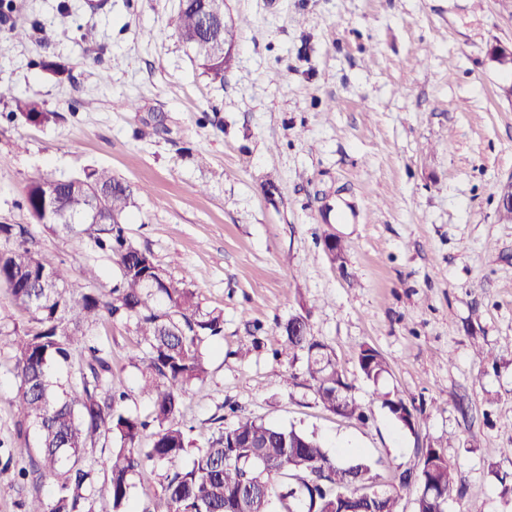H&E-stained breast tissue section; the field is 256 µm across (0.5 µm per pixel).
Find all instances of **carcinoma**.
I'll use <instances>...</instances> for the list:
<instances>
[{
	"instance_id": "cac0c4a2",
	"label": "carcinoma",
	"mask_w": 512,
	"mask_h": 512,
	"mask_svg": "<svg viewBox=\"0 0 512 512\" xmlns=\"http://www.w3.org/2000/svg\"><path fill=\"white\" fill-rule=\"evenodd\" d=\"M225 0H179L169 26L190 42L193 59L216 78H224V42L234 43L237 30L200 32V16L219 14ZM14 102L16 111L33 121L50 113L28 99L14 96L0 83V100ZM47 178L30 182L25 202L36 224L53 232L76 233V226L100 216L105 227L90 237L119 271L106 296L92 288L98 274L85 272L74 280L56 259L42 250L27 224H0V285L29 314V326L17 329L0 344L14 353L18 380V432L34 428L39 454L21 479L58 477L50 500L35 498L24 512H93L88 491L96 481L81 455L97 445L110 446L106 493L112 512H135L130 504L131 477L145 462L168 466L162 485V512H404L402 500L413 497L414 512H446L458 494L454 466L438 441L417 449V462L385 482L375 463L356 453L342 463L313 433L294 426L265 422L248 415L219 426L205 446L190 449L178 420L183 397L207 377L203 345L223 335V311L202 309L195 293L169 281L148 288L156 278L151 254L137 248L127 235L123 217L133 205V190L112 173L88 168L82 174L56 179L55 197L46 196ZM53 283L42 286L43 270ZM130 324L144 356L140 392L152 410L146 417L127 411V393L112 385V354L86 327L100 321ZM288 356L306 358V381L323 408L344 418L361 420L365 412L349 394L343 370L332 350L310 336L308 313L276 324ZM80 352L71 376L76 396L62 390L54 368ZM358 366L364 377L378 383L388 372L381 354L361 348ZM403 428L416 432L421 407L401 398L380 395ZM151 446L141 447L146 432Z\"/></svg>"
}]
</instances>
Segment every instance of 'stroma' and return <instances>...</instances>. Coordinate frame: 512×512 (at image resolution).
Returning a JSON list of instances; mask_svg holds the SVG:
<instances>
[{
  "instance_id": "1",
  "label": "stroma",
  "mask_w": 512,
  "mask_h": 512,
  "mask_svg": "<svg viewBox=\"0 0 512 512\" xmlns=\"http://www.w3.org/2000/svg\"><path fill=\"white\" fill-rule=\"evenodd\" d=\"M178 3L0 0V82L51 114L33 122L0 102V224H30L71 276L96 268L104 294L111 259L89 238L31 224L26 186L92 167L140 186L129 238L224 313L223 337L205 347L208 377L179 417L193 445L232 405L362 453L386 480L445 440L464 491L448 512H512L498 481L512 479V223L497 212L512 180V65L490 56L512 45V0H227L247 23L220 79L169 27ZM15 23L32 27L29 40H12ZM336 202L356 218L323 223ZM303 310L367 421L325 411L304 357L284 350L275 325ZM93 333L127 409L149 414L131 327ZM366 345L389 364L375 384L357 364ZM12 366L0 347V483L18 484L0 512L57 486L17 480L38 449L35 431L15 427ZM381 393L423 408L417 432Z\"/></svg>"
}]
</instances>
